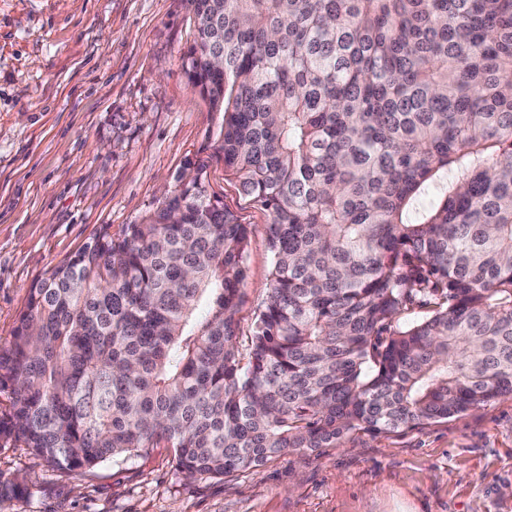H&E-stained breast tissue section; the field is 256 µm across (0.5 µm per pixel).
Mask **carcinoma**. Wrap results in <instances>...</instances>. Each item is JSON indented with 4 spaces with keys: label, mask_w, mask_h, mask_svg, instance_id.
<instances>
[{
    "label": "carcinoma",
    "mask_w": 512,
    "mask_h": 512,
    "mask_svg": "<svg viewBox=\"0 0 512 512\" xmlns=\"http://www.w3.org/2000/svg\"><path fill=\"white\" fill-rule=\"evenodd\" d=\"M187 2L188 82L270 215L248 352L250 231L189 161L30 286L0 442L68 473L169 448L224 477L512 394V0Z\"/></svg>",
    "instance_id": "cac0c4a2"
}]
</instances>
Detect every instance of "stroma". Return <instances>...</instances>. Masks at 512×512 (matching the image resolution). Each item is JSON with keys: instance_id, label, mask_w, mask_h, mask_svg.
Returning <instances> with one entry per match:
<instances>
[{"instance_id": "obj_1", "label": "stroma", "mask_w": 512, "mask_h": 512, "mask_svg": "<svg viewBox=\"0 0 512 512\" xmlns=\"http://www.w3.org/2000/svg\"><path fill=\"white\" fill-rule=\"evenodd\" d=\"M192 34L187 0H0V350L30 285L101 225L139 223L189 160L250 227L235 316L247 349L270 216L224 177V115L183 69ZM0 475L30 490L0 512H512V396L224 478H185L165 448L68 475L9 445Z\"/></svg>"}]
</instances>
